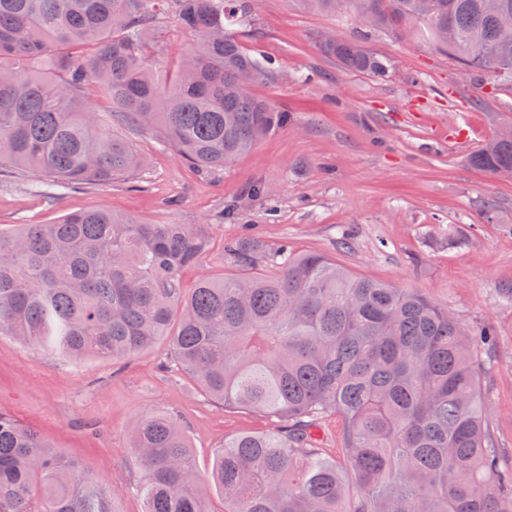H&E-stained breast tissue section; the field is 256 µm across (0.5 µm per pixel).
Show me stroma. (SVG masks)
<instances>
[{
  "label": "stroma",
  "mask_w": 512,
  "mask_h": 512,
  "mask_svg": "<svg viewBox=\"0 0 512 512\" xmlns=\"http://www.w3.org/2000/svg\"><path fill=\"white\" fill-rule=\"evenodd\" d=\"M236 31L268 72L252 92L287 112L286 125L223 169L198 170L155 132L115 122L145 157L142 171L81 189L15 171L0 179V228L108 208L153 224L203 226L210 248L182 271L188 290L233 272L224 245L244 236L417 289L467 326L494 327L481 387L492 439L511 468L512 178L466 158L512 124V85L466 75L418 28L391 34L297 0H249ZM333 31L364 33L367 48L390 62L388 77L347 71L322 54L318 42ZM257 185L265 195L253 196ZM0 411L114 490L119 512L145 509L128 435L135 420L177 416L204 475L225 438L273 426L261 412L215 403L173 362L164 339L121 360L73 361L0 336Z\"/></svg>",
  "instance_id": "1"
}]
</instances>
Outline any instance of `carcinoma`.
<instances>
[{
	"instance_id": "1",
	"label": "carcinoma",
	"mask_w": 512,
	"mask_h": 512,
	"mask_svg": "<svg viewBox=\"0 0 512 512\" xmlns=\"http://www.w3.org/2000/svg\"><path fill=\"white\" fill-rule=\"evenodd\" d=\"M244 0H0V169L78 187L143 165L104 113L155 129L189 165L219 169L288 119L250 86L265 78L233 31ZM394 34L429 32L464 70L512 83V42L499 37L512 0H344ZM199 41L161 69L156 20ZM343 68L374 77L387 62L357 36L320 42ZM469 163L512 171V138ZM208 238L194 224H148L107 208L55 224L0 230V335L68 359H123L160 339L210 398L257 410L274 428L224 439L208 479L224 512H512V470L499 467L481 398L473 332L418 291L356 275L317 253L231 241L235 272L185 292L180 274ZM334 415L346 462L312 429ZM146 512H212L180 422L156 414L131 428ZM0 512H117L115 495L0 412Z\"/></svg>"
}]
</instances>
